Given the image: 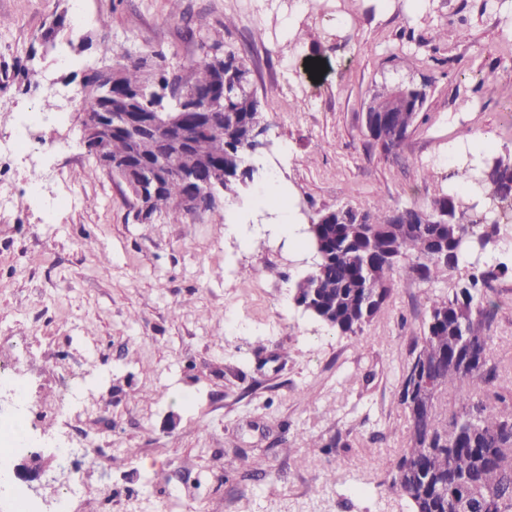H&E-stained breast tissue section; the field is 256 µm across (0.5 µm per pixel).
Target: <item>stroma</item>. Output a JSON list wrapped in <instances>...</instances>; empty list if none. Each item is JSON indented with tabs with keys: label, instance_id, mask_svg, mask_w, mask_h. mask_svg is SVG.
<instances>
[{
	"label": "stroma",
	"instance_id": "obj_1",
	"mask_svg": "<svg viewBox=\"0 0 512 512\" xmlns=\"http://www.w3.org/2000/svg\"><path fill=\"white\" fill-rule=\"evenodd\" d=\"M63 36L108 41L115 55L163 52L189 69L220 33L250 70L269 125L261 157L287 203L314 213L377 201L424 207L446 183L448 149L490 136L512 150V0H0V77L38 46L56 14ZM324 60L312 81L306 60ZM494 71L493 84L478 76ZM428 82L427 122L385 153L363 125L376 87ZM42 94L0 91V133L29 124L0 159V414L17 406L53 462L43 482L78 483L69 512H410L379 497L409 445L396 392L435 296L448 282L395 276L381 311L342 335L294 300L317 261L302 233L257 199L234 235L215 209L135 218L125 185L99 167L77 117L53 120ZM76 192V205L54 196ZM490 384L448 393L512 395V273L489 292ZM78 386L65 395L61 383ZM59 448H95L73 470ZM43 482H0V512L18 496L54 512Z\"/></svg>",
	"mask_w": 512,
	"mask_h": 512
}]
</instances>
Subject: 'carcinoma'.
<instances>
[{"label":"carcinoma","instance_id":"obj_1","mask_svg":"<svg viewBox=\"0 0 512 512\" xmlns=\"http://www.w3.org/2000/svg\"><path fill=\"white\" fill-rule=\"evenodd\" d=\"M65 21L59 14L42 32V55L74 46L71 39H59ZM213 49L224 54V84L231 88L248 68L234 50L214 40L202 45V56L187 75L169 65L160 51L136 57L126 54L111 94L141 88L133 104L137 111L177 112L179 104L161 94L175 82L197 97L200 105L218 84ZM36 55V50H30L27 64L14 75L21 91L38 87ZM71 84L80 95L77 111H97L105 86L90 73V65L71 72L65 85ZM427 87L426 82L412 81L393 89L383 86L372 94L366 108L378 112L396 99L400 107L394 116L411 130L424 112ZM222 106L224 124L195 132L191 154L204 161L194 164L193 180L180 176L191 158L164 138L151 139L141 152L146 166H161L167 174L164 188L153 199L154 212L181 221L177 198L190 188L205 193L215 169H224L226 192L253 179L252 159L262 147L252 141L250 123L265 121L263 111L257 100L239 92L223 98ZM109 148L112 156L122 158L134 151L120 130L112 132ZM443 179L466 183L480 196L477 202L469 193L456 190L436 196L430 205L448 209L452 217L448 224H415L414 231L406 234L404 225L390 223L397 208L387 202L367 212L368 224L343 223L354 211L347 206L308 216L304 232L318 260L299 281L294 300L329 328L355 336L381 311L395 273L405 270L424 282L459 273L451 291L432 300L423 336L403 367L398 399L410 420V443L389 482L377 485V494L400 492L412 512H512V403L502 396L495 409L475 394L448 422L441 423L437 415L448 390L465 381L478 385L498 377V368L487 354L491 328L487 290L508 273V266L490 263L486 255L501 245L502 229L512 224V191L505 184L512 182V156L491 152L476 166L468 153Z\"/></svg>","mask_w":512,"mask_h":512}]
</instances>
